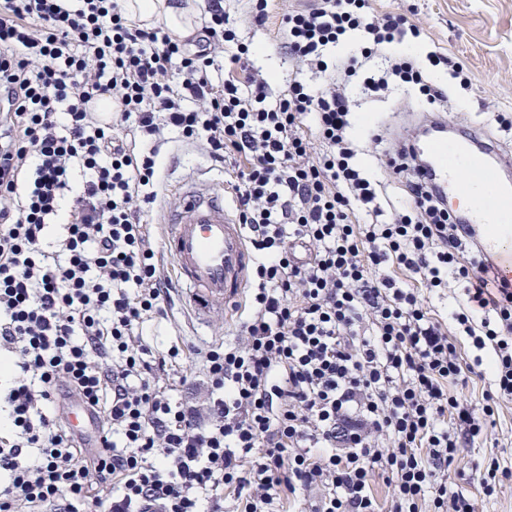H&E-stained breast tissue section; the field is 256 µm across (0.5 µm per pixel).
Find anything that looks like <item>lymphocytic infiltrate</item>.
Returning <instances> with one entry per match:
<instances>
[{
    "mask_svg": "<svg viewBox=\"0 0 512 512\" xmlns=\"http://www.w3.org/2000/svg\"><path fill=\"white\" fill-rule=\"evenodd\" d=\"M359 52L330 59L349 32ZM281 47L321 77L272 87L238 43L224 0L189 36L132 20L124 0H0V512H477L448 469L512 398V286H494L473 230L419 179L405 142L381 165L401 197L354 161L351 78L367 92L447 100L405 52L420 28L371 0H311L283 14ZM245 71L215 89L217 58ZM109 104L103 118L98 104ZM176 134L246 164L237 214L258 259L235 341L200 365L206 398L175 397L187 358L138 328L167 316L164 259L147 221L159 157ZM463 288L461 360L423 295ZM492 350L491 370L482 351ZM492 373L475 408L449 385ZM100 416L86 447L58 411ZM392 487L385 503L375 475Z\"/></svg>",
    "mask_w": 512,
    "mask_h": 512,
    "instance_id": "obj_1",
    "label": "lymphocytic infiltrate"
}]
</instances>
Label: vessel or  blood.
Here are the masks:
<instances>
[{"instance_id":"vessel-or-blood-1","label":"vessel or blood","mask_w":512,"mask_h":512,"mask_svg":"<svg viewBox=\"0 0 512 512\" xmlns=\"http://www.w3.org/2000/svg\"><path fill=\"white\" fill-rule=\"evenodd\" d=\"M411 146L429 185L445 200L466 203L461 216L464 223L479 228V250L493 260L498 278L512 281V250L503 246L512 240V207H501L502 201L512 203V184L495 178L496 170L512 159L504 156L500 142L476 130L449 137L448 121L439 117L425 122ZM461 169L469 171L468 179L458 178ZM165 224V251L194 314L203 319L215 302L228 307L240 302L250 286L253 259L244 227L223 193L206 182L188 183ZM69 406L78 412L69 423L75 434L85 438L97 432L96 412L75 399Z\"/></svg>"}]
</instances>
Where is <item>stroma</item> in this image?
Masks as SVG:
<instances>
[{
	"instance_id": "1",
	"label": "stroma",
	"mask_w": 512,
	"mask_h": 512,
	"mask_svg": "<svg viewBox=\"0 0 512 512\" xmlns=\"http://www.w3.org/2000/svg\"><path fill=\"white\" fill-rule=\"evenodd\" d=\"M288 4L289 0H273L270 18L262 27L249 20L247 0H224V10L236 20L239 40L257 48L255 65L272 69L278 79L298 75L312 83L315 75L298 72L278 46L277 29ZM372 5L379 12L405 14L421 28V37L408 44L410 52L422 57L428 51H439L455 58L470 73L471 89L454 88L447 105L449 126L461 130L476 127L505 147H512V0H372ZM350 91L357 115L367 119L355 129V161L374 172L379 148L395 146L407 129V114L422 112L424 101L417 91L401 87L369 96L362 93L357 81ZM376 128L384 136L379 147L369 138ZM243 165V157L237 154L227 155L218 164L203 150L170 143L162 160L161 210L152 217L157 235H165L164 214L177 206L185 179L195 176L207 180L230 199ZM170 297L167 318L146 322L143 328L144 339L158 348L180 341L193 352L234 339L248 312L244 301L230 312L219 304L207 325L201 326L186 310L184 289L172 288ZM493 419L486 437L475 447L464 449L450 466L448 480L455 490L475 500L479 512H512V477L504 479L490 499L479 483L489 457H498L501 466L512 470V400L499 401Z\"/></svg>"
}]
</instances>
